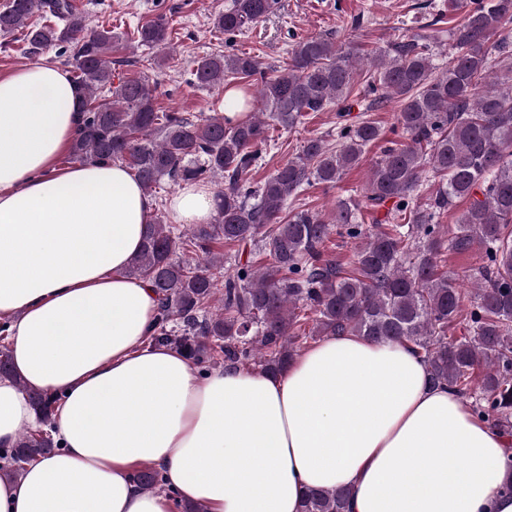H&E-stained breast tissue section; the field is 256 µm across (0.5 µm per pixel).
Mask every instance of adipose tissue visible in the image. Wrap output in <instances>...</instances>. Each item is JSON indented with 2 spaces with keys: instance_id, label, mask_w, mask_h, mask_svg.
Here are the masks:
<instances>
[{
  "instance_id": "ef3b65f1",
  "label": "adipose tissue",
  "mask_w": 512,
  "mask_h": 512,
  "mask_svg": "<svg viewBox=\"0 0 512 512\" xmlns=\"http://www.w3.org/2000/svg\"><path fill=\"white\" fill-rule=\"evenodd\" d=\"M78 100L48 62L0 78V319L15 371L0 379V447L37 423L26 389L62 397L59 449L0 478V512H300L305 491L335 488L349 512H512V441L404 344L327 336L275 376H202L145 345L157 296L125 270L154 201L118 164L56 170ZM168 209L209 223L215 193L185 183ZM143 464L165 492L137 487Z\"/></svg>"
}]
</instances>
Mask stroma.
<instances>
[{
    "label": "stroma",
    "instance_id": "1",
    "mask_svg": "<svg viewBox=\"0 0 512 512\" xmlns=\"http://www.w3.org/2000/svg\"><path fill=\"white\" fill-rule=\"evenodd\" d=\"M86 2L84 17L89 26L109 28L126 37L157 14L166 15L169 21L167 47L129 46L123 52L125 64L113 66L112 73L118 79L139 78L157 83L160 110L210 115L223 112L224 91L220 88L204 90L189 84L188 73L197 57L247 52L261 61L264 69L270 70L285 65L292 46L307 36L328 38L343 46L354 44L371 53L386 48L400 33L428 34L440 0H280L275 14L230 43L225 42L223 33L212 24L213 16L222 12L230 0ZM367 78L364 70L356 77L355 91L360 98L354 103L350 118L377 121L383 129L381 139L365 150L359 163L336 186L306 187L289 199V207L304 204L328 215L338 201L347 200L360 205V223L385 219V212L372 215L363 209V188L372 165L395 137L398 106L391 102L379 109H368ZM270 136L271 142L262 154L260 165L252 173L253 181H263L292 159L306 139L320 137L328 145H335L336 113L332 110L311 113L304 124L292 131L274 129Z\"/></svg>",
    "mask_w": 512,
    "mask_h": 512
}]
</instances>
